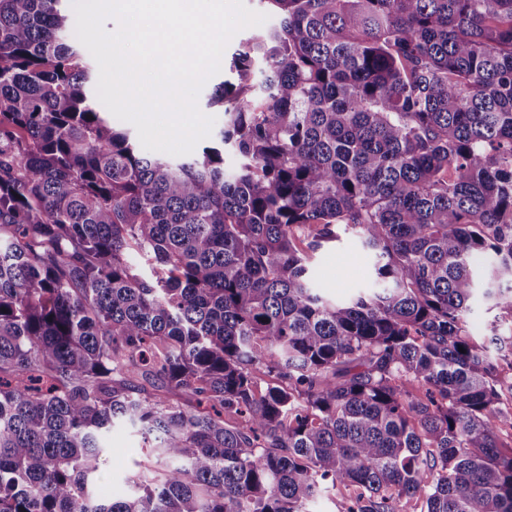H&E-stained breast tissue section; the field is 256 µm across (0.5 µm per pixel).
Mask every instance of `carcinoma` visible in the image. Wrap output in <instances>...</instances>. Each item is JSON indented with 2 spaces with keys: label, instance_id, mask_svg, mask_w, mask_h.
Returning a JSON list of instances; mask_svg holds the SVG:
<instances>
[{
  "label": "carcinoma",
  "instance_id": "obj_1",
  "mask_svg": "<svg viewBox=\"0 0 512 512\" xmlns=\"http://www.w3.org/2000/svg\"><path fill=\"white\" fill-rule=\"evenodd\" d=\"M62 2L0 0V512H512V335L466 326L512 321V0H263L182 161L89 100ZM125 424L168 464L100 501ZM312 253V275L325 297L348 301L360 288L373 286L374 256L351 230ZM486 308L487 306L479 297L467 314L466 321L471 335L484 341L485 345L488 346V353L492 357H496L495 345L490 344V338L492 337L490 329L495 312H489Z\"/></svg>",
  "mask_w": 512,
  "mask_h": 512
}]
</instances>
